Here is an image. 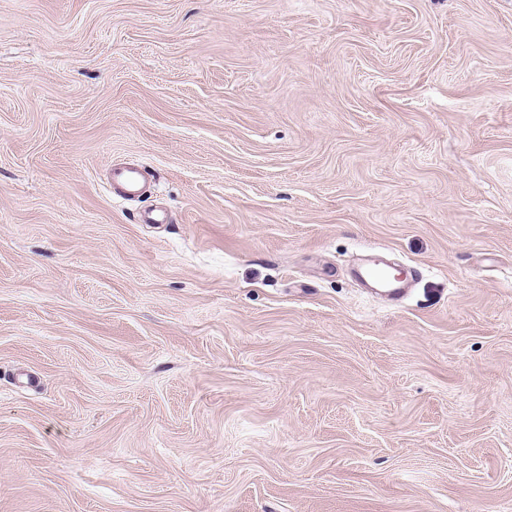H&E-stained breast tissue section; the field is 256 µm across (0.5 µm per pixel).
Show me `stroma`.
<instances>
[{
  "mask_svg": "<svg viewBox=\"0 0 512 512\" xmlns=\"http://www.w3.org/2000/svg\"><path fill=\"white\" fill-rule=\"evenodd\" d=\"M0 512H512V0H0ZM111 187L122 197L139 195L142 187L140 171L132 167L112 168Z\"/></svg>",
  "mask_w": 512,
  "mask_h": 512,
  "instance_id": "obj_1",
  "label": "stroma"
}]
</instances>
